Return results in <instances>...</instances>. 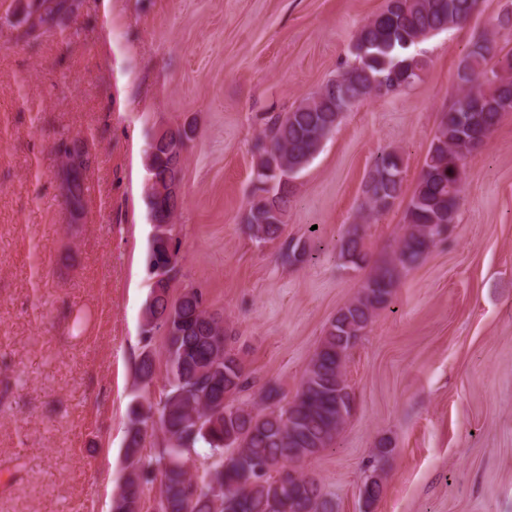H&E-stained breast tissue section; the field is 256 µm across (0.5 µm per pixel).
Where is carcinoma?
Returning <instances> with one entry per match:
<instances>
[{
    "label": "carcinoma",
    "instance_id": "cac0c4a2",
    "mask_svg": "<svg viewBox=\"0 0 512 512\" xmlns=\"http://www.w3.org/2000/svg\"><path fill=\"white\" fill-rule=\"evenodd\" d=\"M82 0H38L28 12L27 36L52 29ZM478 0H386L385 8L356 30L349 57L336 76L314 95L287 112H264L254 148L253 192L243 215L250 236L259 244L279 241L283 262L301 265L309 258L307 243L282 239L292 181L322 149L341 124L345 110L376 97L399 94L421 80L426 61L410 52L432 36L467 23ZM459 94L441 119L425 157L417 185L404 210V233L392 253L369 261L362 228L352 225L338 239L341 265L361 269L371 264L357 295L330 321L313 353L300 388L283 401L269 386L261 400L267 411L255 413L239 402L253 382L241 359L227 344L224 321L214 317L201 293L188 290L164 323L167 386L158 424L162 433L154 455H143L144 427L150 410L139 401L127 412L124 474L112 497L111 512H139L147 471L160 475V498L167 512H226L236 502L241 512H333L313 478L284 479L287 464L312 457L329 447L348 416L339 413L353 400L345 364L379 311L392 302L402 276L419 265L442 239V224L458 219L464 160L476 151L469 129L492 133L505 107L512 108V51L503 52L489 34L469 43L456 69ZM187 133L178 129L171 140L147 152L146 168L159 178L145 194L150 218L159 233L148 253L152 289L143 308L142 334L153 336L154 323L168 310V290L179 273L172 254L176 212L160 205L161 189L182 179ZM403 155L383 151L376 157L362 187L361 209L371 219L403 195ZM153 354L143 351L136 364L138 383L153 382ZM207 449L211 465L201 476L191 472L197 448ZM383 491L378 474L363 487L366 500Z\"/></svg>",
    "mask_w": 512,
    "mask_h": 512
}]
</instances>
